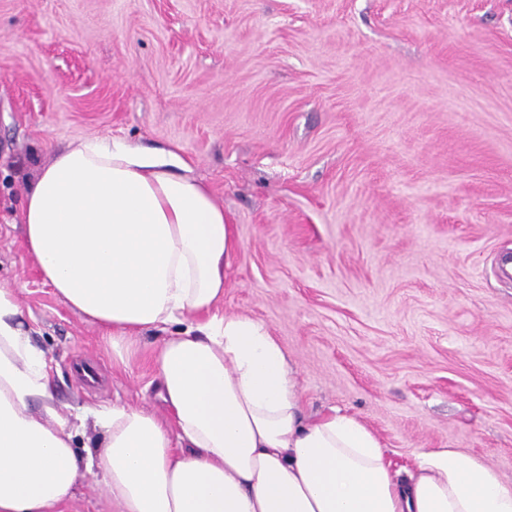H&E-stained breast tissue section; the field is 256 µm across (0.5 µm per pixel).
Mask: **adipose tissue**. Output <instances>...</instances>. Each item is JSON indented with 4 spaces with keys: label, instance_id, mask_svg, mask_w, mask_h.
<instances>
[{
    "label": "adipose tissue",
    "instance_id": "obj_1",
    "mask_svg": "<svg viewBox=\"0 0 512 512\" xmlns=\"http://www.w3.org/2000/svg\"><path fill=\"white\" fill-rule=\"evenodd\" d=\"M22 222L43 283L115 351L161 334L154 394L169 417L62 413L18 289L0 284V512H66L86 478L115 512H512V483L477 458L419 449L401 473L355 416L304 418L268 328L216 311L239 242L176 149L79 140L40 171Z\"/></svg>",
    "mask_w": 512,
    "mask_h": 512
}]
</instances>
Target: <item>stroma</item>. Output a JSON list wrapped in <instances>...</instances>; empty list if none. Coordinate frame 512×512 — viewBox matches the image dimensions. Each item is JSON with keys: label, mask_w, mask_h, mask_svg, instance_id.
Instances as JSON below:
<instances>
[{"label": "stroma", "mask_w": 512, "mask_h": 512, "mask_svg": "<svg viewBox=\"0 0 512 512\" xmlns=\"http://www.w3.org/2000/svg\"><path fill=\"white\" fill-rule=\"evenodd\" d=\"M94 136L192 163L240 243L219 311L307 415L512 482V0H0V281L60 405L161 415L157 336L118 358L21 247L30 184Z\"/></svg>", "instance_id": "1"}]
</instances>
